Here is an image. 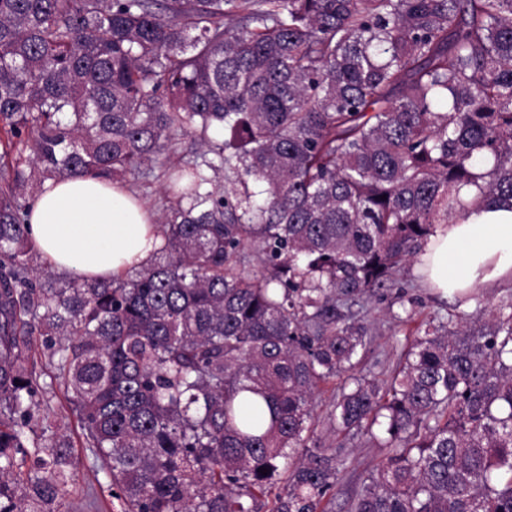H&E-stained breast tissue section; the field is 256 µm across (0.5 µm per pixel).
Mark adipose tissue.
<instances>
[{
    "label": "adipose tissue",
    "instance_id": "ef3b65f1",
    "mask_svg": "<svg viewBox=\"0 0 512 512\" xmlns=\"http://www.w3.org/2000/svg\"><path fill=\"white\" fill-rule=\"evenodd\" d=\"M30 238L49 268L109 279L162 244L153 211L127 189L88 177L46 183L30 205ZM418 267L444 297L512 281V207L492 204L436 225Z\"/></svg>",
    "mask_w": 512,
    "mask_h": 512
}]
</instances>
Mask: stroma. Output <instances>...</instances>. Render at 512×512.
I'll return each mask as SVG.
<instances>
[{"mask_svg":"<svg viewBox=\"0 0 512 512\" xmlns=\"http://www.w3.org/2000/svg\"><path fill=\"white\" fill-rule=\"evenodd\" d=\"M475 294V299L463 302L443 298L424 283L415 264L401 268L393 286L380 291L365 305L370 342L356 367L357 374L384 377L425 324L461 312H472L478 306L494 309L501 300L512 298V284L479 288ZM32 355L29 366L50 401L48 418H35L32 426L39 432L46 430L68 435L73 445V464L69 480L62 489L69 512H123L122 501L112 495L108 474L84 446L77 413L63 385L55 377L49 350L38 343ZM383 455V449L364 440L350 448L348 456L355 464L342 470L339 476L337 502H344L348 493L366 479Z\"/></svg>","mask_w":512,"mask_h":512,"instance_id":"stroma-1","label":"stroma"}]
</instances>
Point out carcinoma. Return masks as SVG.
<instances>
[{
    "label": "carcinoma",
    "instance_id": "carcinoma-1",
    "mask_svg": "<svg viewBox=\"0 0 512 512\" xmlns=\"http://www.w3.org/2000/svg\"><path fill=\"white\" fill-rule=\"evenodd\" d=\"M178 132L200 153L175 163ZM157 168L154 258L45 287L44 183ZM496 201L512 0H0V512H68L69 439L30 427L34 335L127 512H332L362 439L385 456L345 512H512V299L352 374L364 301Z\"/></svg>",
    "mask_w": 512,
    "mask_h": 512
}]
</instances>
